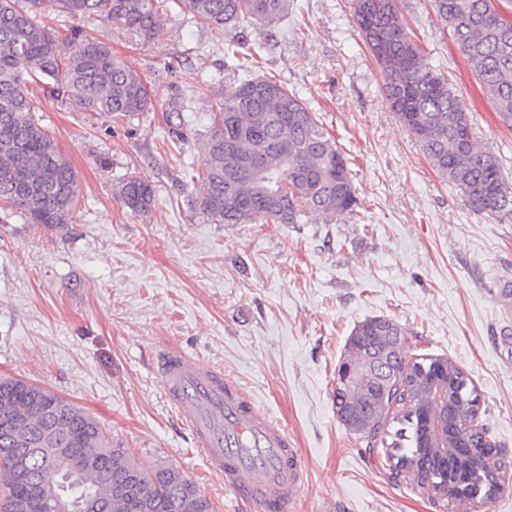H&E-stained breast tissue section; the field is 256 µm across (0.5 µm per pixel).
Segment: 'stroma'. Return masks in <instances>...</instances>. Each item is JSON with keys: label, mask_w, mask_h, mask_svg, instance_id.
Listing matches in <instances>:
<instances>
[{"label": "stroma", "mask_w": 512, "mask_h": 512, "mask_svg": "<svg viewBox=\"0 0 512 512\" xmlns=\"http://www.w3.org/2000/svg\"><path fill=\"white\" fill-rule=\"evenodd\" d=\"M400 9L424 63L448 76L512 182V128L432 0ZM47 23L110 43L152 89V109L107 122L35 88V116L71 158L82 207L72 223L48 228L0 204V376L81 407L142 468H178L216 512H252L209 473L163 397L152 357L170 345L223 368L287 427L307 475L295 512H472L392 479L383 448H366L332 402L352 330L388 317L412 353L448 358L469 375L478 424L512 452V343L502 337L512 299L496 290L512 280V217L473 211L434 170L390 111L349 0H294L269 30L202 26L174 7L149 42L100 18L53 14ZM244 47L259 50L254 75L286 83L335 139L355 211L215 224L190 210V171ZM176 112L185 121L177 135L168 122ZM130 172L155 190L148 214L115 196Z\"/></svg>", "instance_id": "35a3bbf8"}]
</instances>
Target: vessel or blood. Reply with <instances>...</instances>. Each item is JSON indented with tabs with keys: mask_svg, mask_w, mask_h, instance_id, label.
Here are the masks:
<instances>
[{
	"mask_svg": "<svg viewBox=\"0 0 512 512\" xmlns=\"http://www.w3.org/2000/svg\"><path fill=\"white\" fill-rule=\"evenodd\" d=\"M153 367L209 470L254 512H293L304 471L284 426L221 370L202 367L180 350H157Z\"/></svg>",
	"mask_w": 512,
	"mask_h": 512,
	"instance_id": "b4317fda",
	"label": "vessel or blood"
}]
</instances>
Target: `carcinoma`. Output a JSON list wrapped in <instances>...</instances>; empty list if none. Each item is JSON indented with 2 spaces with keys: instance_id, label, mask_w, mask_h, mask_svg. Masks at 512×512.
<instances>
[{
  "instance_id": "obj_1",
  "label": "carcinoma",
  "mask_w": 512,
  "mask_h": 512,
  "mask_svg": "<svg viewBox=\"0 0 512 512\" xmlns=\"http://www.w3.org/2000/svg\"><path fill=\"white\" fill-rule=\"evenodd\" d=\"M185 9L201 25L274 26L288 17L293 0H0V202L19 210L32 224H68L81 207V184L70 158L39 121L29 84L52 80L64 102L110 120L133 119L150 110L143 78L112 46L72 34L60 37L45 14L99 17L149 42L158 34L170 4ZM460 52L472 64L500 119L512 127V18L495 0H433ZM353 17L383 76V95L412 133L440 177L452 184L477 212L512 215V185L499 157L482 149L470 116L442 73L417 65L422 55L398 0H350ZM191 179L197 192L191 207L217 224H299L306 214L329 216L355 210L358 200L347 159L316 116L293 92L264 77L224 85V100L210 118L203 158ZM115 192L130 211H151L155 191L149 181L126 175ZM405 331L392 319L375 316L355 326L344 360L364 358L368 346L385 347ZM439 357L407 360L399 351L387 362L394 378L333 389L336 416L366 447L385 448L391 474L445 500L463 493L485 506L512 475V458L500 454L482 428L461 434L463 458L448 463L443 483L430 480L437 468L419 447L422 434L416 406L422 398V369ZM448 417L471 421L481 399L465 371L449 359ZM39 397L54 404L46 416L29 411ZM26 419L27 429L11 438L0 429V512H27L18 501L23 467L47 486L46 499L71 500V512H214L210 499L179 469L140 468L126 448L114 445L102 425L71 401L38 384L0 377V413ZM78 432L87 455L75 467L57 461V449ZM129 479L141 494L118 496Z\"/></svg>"
}]
</instances>
